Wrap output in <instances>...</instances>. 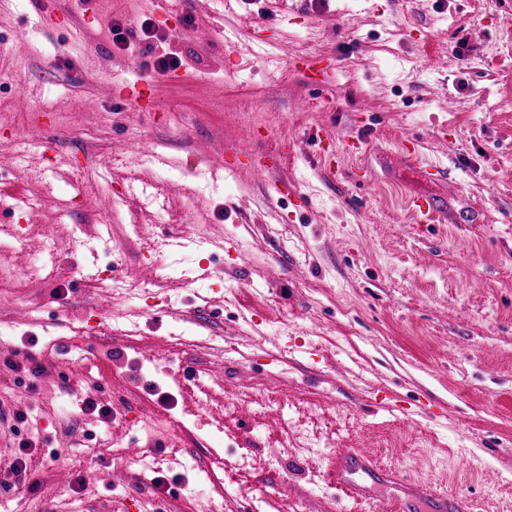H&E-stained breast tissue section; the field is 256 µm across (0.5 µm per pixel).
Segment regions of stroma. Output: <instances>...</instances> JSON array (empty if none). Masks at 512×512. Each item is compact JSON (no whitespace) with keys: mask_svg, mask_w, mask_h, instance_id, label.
Instances as JSON below:
<instances>
[{"mask_svg":"<svg viewBox=\"0 0 512 512\" xmlns=\"http://www.w3.org/2000/svg\"><path fill=\"white\" fill-rule=\"evenodd\" d=\"M169 2L162 14L152 0H0V113L16 97L54 118L0 132V226L29 224L10 210L22 190L70 201L79 180L110 183L143 155H166L149 172L177 185L173 213L142 239L108 191L39 213L32 248L60 231L75 243L0 288V411L29 419L17 435L0 421V512H145L147 496L156 512H208L213 419L187 416L171 377L188 363L186 382L205 377L214 352L225 391L271 386L305 418L334 417L330 448H303L292 410L224 401L232 447L215 479L229 512H380L397 488L374 505L348 499L331 482L334 446L371 449L413 490L457 493L468 512H512V0ZM56 9L66 29L43 26ZM145 20L181 57L175 74L144 65L142 37L113 44V25ZM314 51L336 59L320 91L291 64ZM145 77L154 108L135 112L114 90ZM325 133L361 142L333 171ZM48 141L75 158L74 179L22 162ZM228 155L239 168L213 178ZM418 195L438 203L433 223L413 220ZM107 224L123 244L110 263L141 281L112 312L89 285ZM185 264L201 287L162 291ZM32 362L38 375L19 383ZM89 395L112 420L81 412ZM162 415L170 431L146 434L142 420Z\"/></svg>","mask_w":512,"mask_h":512,"instance_id":"obj_1","label":"stroma"}]
</instances>
